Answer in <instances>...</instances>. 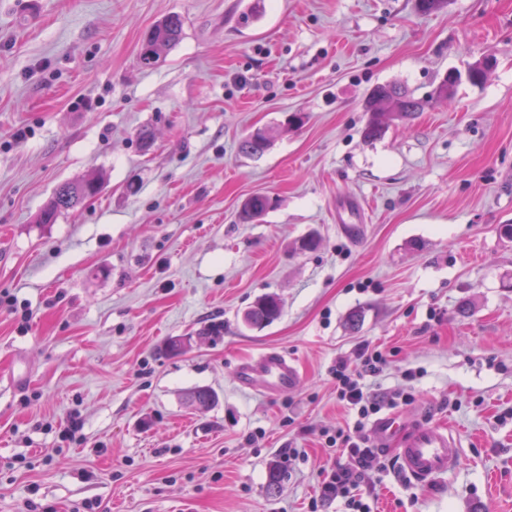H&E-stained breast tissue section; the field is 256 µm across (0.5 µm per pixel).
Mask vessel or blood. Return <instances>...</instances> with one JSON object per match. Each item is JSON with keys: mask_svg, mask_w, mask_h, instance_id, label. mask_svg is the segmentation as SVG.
<instances>
[{"mask_svg": "<svg viewBox=\"0 0 512 512\" xmlns=\"http://www.w3.org/2000/svg\"><path fill=\"white\" fill-rule=\"evenodd\" d=\"M235 382L243 390L271 397L296 388L299 372L285 354L269 350L240 363ZM371 431L376 447L393 448L401 471L417 485L432 484L455 464L457 442L445 426L421 423L407 427L390 411L373 421Z\"/></svg>", "mask_w": 512, "mask_h": 512, "instance_id": "vessel-or-blood-1", "label": "vessel or blood"}]
</instances>
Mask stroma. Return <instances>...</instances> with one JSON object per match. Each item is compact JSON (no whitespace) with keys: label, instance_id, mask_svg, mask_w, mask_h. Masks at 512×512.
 <instances>
[{"label":"stroma","instance_id":"35a3bbf8","mask_svg":"<svg viewBox=\"0 0 512 512\" xmlns=\"http://www.w3.org/2000/svg\"><path fill=\"white\" fill-rule=\"evenodd\" d=\"M170 14L180 41L142 67ZM486 54L482 86L434 98ZM391 82L432 104L365 142L366 96ZM258 128L271 148L241 155ZM96 174L94 198L39 223L59 184ZM256 193L274 205L242 223ZM506 224L512 0H0V512H347L315 499L336 461L323 431L355 421L331 370L363 341L388 356L376 387L410 395L406 422L459 444L428 487L384 453L371 512H512ZM267 294L280 318L248 326ZM178 336L195 342L165 354ZM266 350L301 372L273 399L234 379ZM197 386L212 410L186 400ZM182 28L183 20L178 14L168 15L151 27L141 40L138 56L140 64L146 68L154 66L161 53L179 41Z\"/></svg>","mask_w":512,"mask_h":512}]
</instances>
